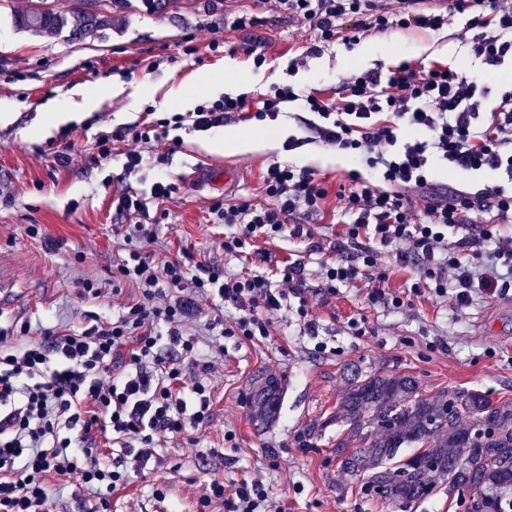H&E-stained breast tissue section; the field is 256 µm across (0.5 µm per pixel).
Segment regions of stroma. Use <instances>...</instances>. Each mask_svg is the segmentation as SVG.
I'll use <instances>...</instances> for the list:
<instances>
[{"instance_id":"obj_1","label":"stroma","mask_w":512,"mask_h":512,"mask_svg":"<svg viewBox=\"0 0 512 512\" xmlns=\"http://www.w3.org/2000/svg\"><path fill=\"white\" fill-rule=\"evenodd\" d=\"M27 3L11 0L0 8V104L14 115L12 123L0 124V261L13 281V303L0 310V326L27 324L35 336L86 325L94 315L112 316L135 298L128 284L119 294L92 302L78 295L83 279L110 277L121 255L112 227L127 218L112 202L123 190L146 191L161 178L177 186L159 205V238L148 252L173 255L187 245L196 259L223 261L241 271L243 261L224 256L226 228L210 212L216 200L259 198L262 171L279 162L314 170L332 206L339 184L357 166L353 159L338 162L336 150L315 138L307 127L311 113L296 102L286 104L274 121L223 126L227 132L277 135L282 145L274 150L210 153L202 147L209 132L186 125L176 130L174 147L144 148V163L136 170H127L120 141L110 157L98 158L97 136L180 112L171 91L181 90L195 105L216 100L219 94L209 81L232 64L254 76L249 96L290 83L300 93L330 97L353 72L385 73L404 61L432 59L488 87L484 108L495 105L499 88L512 86V60L482 64L459 37L465 24L459 15L436 32L393 30L370 34L350 48L330 46L292 73L289 54L307 45L309 34L273 0L260 6L228 0L222 11L212 9L210 0H176L151 12L142 0H127L113 11L111 26L80 41L65 32L44 39L17 29L12 13ZM249 8L256 9L259 25L244 31L225 27V12ZM214 39L227 41V48L210 51ZM244 44L265 53L263 67L240 53ZM112 84L122 85V93L101 95V88ZM76 92H96L100 99L82 118L29 136V129L43 122L49 102ZM291 139L295 148H286ZM57 151L67 153V165L55 162ZM200 168L229 169L236 180L225 191L199 189L193 175ZM32 224L41 225V237L29 236ZM337 231L336 225L317 224L311 237L301 240H257V248L274 259L307 256L305 297L320 325L319 338L305 336L295 312L288 310L277 315L270 341L225 339L223 354L213 357L209 422L196 431L195 443L168 439L159 465L131 473L129 487L112 498V512H190L204 482L245 475L262 478L284 512H389L366 494L364 477L341 471L333 452L336 427L315 438L309 434L315 421L333 411L352 370L411 374L428 398L478 389L494 401L512 399V291L476 298L461 311L428 292L399 310L373 308L360 281L328 293L320 261L352 256ZM360 319L366 327L362 336L352 329ZM260 370L283 378L286 392L277 420L259 432L243 393ZM228 432L234 444H225ZM272 453L278 460L274 469L268 466ZM159 489L166 491L165 501L156 499Z\"/></svg>"}]
</instances>
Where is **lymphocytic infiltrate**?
<instances>
[{
	"label": "lymphocytic infiltrate",
	"mask_w": 512,
	"mask_h": 512,
	"mask_svg": "<svg viewBox=\"0 0 512 512\" xmlns=\"http://www.w3.org/2000/svg\"><path fill=\"white\" fill-rule=\"evenodd\" d=\"M308 27L304 57L327 46L350 47L361 38L392 29L437 31L449 16L463 15L473 52L495 66L512 56V0H453L448 13L418 8L416 0H278ZM485 90L461 72L437 61L401 63L382 74L352 73L335 97H299L293 86L275 85L259 100L240 95L198 105L150 126H129L118 137L100 135V157L112 142H134L127 168L142 165L137 144L167 139L168 128L191 122L207 131L236 120H276L283 104L304 100L320 118V141L357 154L379 176L367 181L352 170L341 185L336 221L356 251L351 261H324L320 275L327 292L366 281L370 306L399 309L425 292L449 298L454 308L470 306L476 295L512 289V241L500 227L512 223V90L490 113L481 110ZM449 170L491 171L501 185L478 191H439L434 162ZM175 183L158 180L149 193H122L115 208L128 223L115 228L124 254L112 267L115 283H131L136 301L112 319L80 329L47 330L30 336L0 328V512H50L51 482L79 474L78 512H112V495L129 474L157 461L169 438H192L208 422L213 406V361L204 357L186 324L190 293L213 310L204 327L211 336L253 341L269 339L275 312L295 307L305 335L319 324L302 299L305 263L288 258L268 272L234 273L196 260L186 249L153 258L142 242H155V205L175 193ZM263 201L216 202L218 223L230 227L224 252L252 257L258 239L310 237L325 216L328 190L313 171L272 163L262 174ZM400 262L416 259L415 278L404 291L386 283L392 271L382 253ZM233 314H225V306ZM117 446L101 454L102 443ZM194 512H283L261 478L211 479Z\"/></svg>",
	"instance_id": "lymphocytic-infiltrate-1"
}]
</instances>
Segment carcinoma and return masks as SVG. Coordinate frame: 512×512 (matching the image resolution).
I'll return each instance as SVG.
<instances>
[{
	"instance_id": "cac0c4a2",
	"label": "carcinoma",
	"mask_w": 512,
	"mask_h": 512,
	"mask_svg": "<svg viewBox=\"0 0 512 512\" xmlns=\"http://www.w3.org/2000/svg\"><path fill=\"white\" fill-rule=\"evenodd\" d=\"M94 0H70L66 12L31 0L14 12V23L51 39L67 25L72 39L95 35L112 22V10ZM284 380L261 375L245 394L254 424L261 428L277 417ZM341 428L335 454L340 468L368 474L367 484L390 509L413 504L448 488V498L465 512H512V400L492 401L480 390L426 398L416 379L405 373H357L348 380L336 410L313 429ZM473 488L475 510L460 496Z\"/></svg>"
}]
</instances>
